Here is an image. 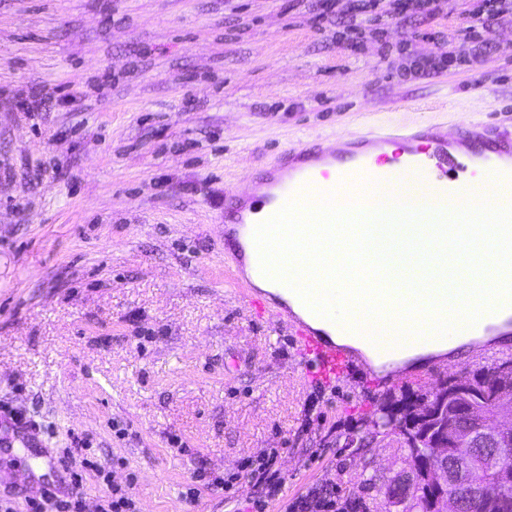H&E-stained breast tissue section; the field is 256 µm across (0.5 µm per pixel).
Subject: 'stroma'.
Listing matches in <instances>:
<instances>
[{
  "label": "stroma",
  "mask_w": 512,
  "mask_h": 512,
  "mask_svg": "<svg viewBox=\"0 0 512 512\" xmlns=\"http://www.w3.org/2000/svg\"><path fill=\"white\" fill-rule=\"evenodd\" d=\"M475 5L383 19L353 53L287 0H0V406L42 442L16 446L0 415L15 512L67 489L65 454L132 483L139 512H245V479L182 492L269 448L285 483L265 512L323 484L352 495L371 458L404 469L399 448L355 442L440 374L375 398L355 376L314 386L287 331L242 299L224 198L286 143L402 117V98L418 121L512 114V22L472 65L410 71L459 46ZM478 85L493 90L480 104ZM82 472L98 512L104 487Z\"/></svg>",
  "instance_id": "35a3bbf8"
}]
</instances>
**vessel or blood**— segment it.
Returning <instances> with one entry per match:
<instances>
[{
  "instance_id": "vessel-or-blood-1",
  "label": "vessel or blood",
  "mask_w": 512,
  "mask_h": 512,
  "mask_svg": "<svg viewBox=\"0 0 512 512\" xmlns=\"http://www.w3.org/2000/svg\"><path fill=\"white\" fill-rule=\"evenodd\" d=\"M358 175L366 186L354 190L351 199L364 206L379 201L372 186L389 185L410 175L425 184L429 197L459 204L473 194L472 177H482L496 187L512 184V122L480 121L453 131L444 122L391 123L324 144H287L274 166L224 199V235L237 247L234 261L244 263L246 253L256 252V217L263 210L277 212L290 199H308L313 185L323 195L335 192ZM273 298V293L258 290L245 296L256 316L275 311L285 317L295 343L314 366L315 385L330 387L358 370L371 387L382 389L394 382L392 374L361 369L352 349L324 339L288 303L277 304ZM463 332L471 337L512 334V297L501 299L495 310L482 314Z\"/></svg>"
}]
</instances>
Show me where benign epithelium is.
Returning a JSON list of instances; mask_svg holds the SVG:
<instances>
[{
  "instance_id": "obj_1",
  "label": "benign epithelium",
  "mask_w": 512,
  "mask_h": 512,
  "mask_svg": "<svg viewBox=\"0 0 512 512\" xmlns=\"http://www.w3.org/2000/svg\"><path fill=\"white\" fill-rule=\"evenodd\" d=\"M414 415L426 427L418 436L429 460L390 476L388 508H402L420 487L435 491L432 512H472L476 499L491 495L492 484L512 482V470L487 469L495 449L512 442V372L505 371L489 393L472 387L421 397ZM478 472L488 482L478 483Z\"/></svg>"
}]
</instances>
